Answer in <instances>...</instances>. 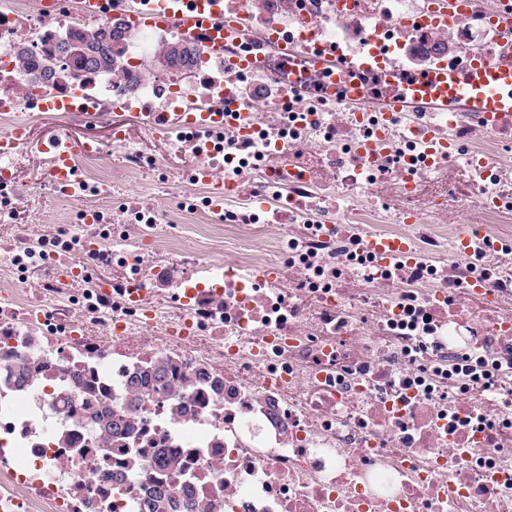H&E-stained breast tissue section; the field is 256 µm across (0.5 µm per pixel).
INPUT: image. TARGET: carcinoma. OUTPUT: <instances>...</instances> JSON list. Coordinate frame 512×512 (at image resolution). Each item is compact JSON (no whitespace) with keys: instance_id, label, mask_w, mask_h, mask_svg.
I'll return each instance as SVG.
<instances>
[{"instance_id":"carcinoma-1","label":"carcinoma","mask_w":512,"mask_h":512,"mask_svg":"<svg viewBox=\"0 0 512 512\" xmlns=\"http://www.w3.org/2000/svg\"><path fill=\"white\" fill-rule=\"evenodd\" d=\"M127 29H117L111 38H106L103 26L85 25L81 29L58 38L47 49L36 51L29 42L18 40L16 45H25V49L14 50L12 61L15 69L25 73V78L17 84L35 86L45 83L57 84V70L67 72V76L87 75L117 77V91L127 95V91L138 92L145 80V64L135 67L126 58ZM181 38L172 37L155 46L148 53L150 62H165L168 69L176 72L182 67H199L202 65L201 50H196L191 58H185L176 64L173 62L180 46ZM79 46L86 54L72 53L73 46ZM42 364L24 358L10 369L12 381L23 389L37 380ZM195 375L183 371L173 360L159 357L147 364L131 378L126 395V407L116 409L112 402L103 400L91 416L95 434L105 449L117 443H129V435L134 430L135 420L139 416L142 401L160 398L167 401L182 399V390L193 383ZM185 488L171 487L161 483L155 484L149 491L136 512H181L183 500L187 497Z\"/></svg>"}]
</instances>
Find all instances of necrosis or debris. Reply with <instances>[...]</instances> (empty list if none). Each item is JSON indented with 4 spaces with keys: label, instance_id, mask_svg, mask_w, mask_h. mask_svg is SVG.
<instances>
[{
    "label": "necrosis or debris",
    "instance_id": "necrosis-or-debris-1",
    "mask_svg": "<svg viewBox=\"0 0 512 512\" xmlns=\"http://www.w3.org/2000/svg\"><path fill=\"white\" fill-rule=\"evenodd\" d=\"M253 5L246 30L259 37L276 24L341 59L361 45L448 39L458 62L495 51L502 8L470 0L442 27L426 22L427 0H355L347 13L336 0ZM24 13L23 0H0V73H13L19 36L42 49L90 22L80 0L29 29ZM248 80L201 77L193 108L235 109L219 130L223 151L198 138L193 152L225 183L272 200V215L228 212L194 231L203 249L232 235L266 240L264 252L220 269L199 260L195 279L181 278L179 240L147 259L158 215L138 202L118 222L100 203L95 222L30 224L0 240V512H135L159 478L214 512H512V182L481 172L490 159L512 165L498 153L512 118L493 128L450 112L360 114L340 81L334 94L301 97L287 120L241 105ZM46 97L72 98L77 122L156 109L152 90L133 100L95 79L0 94V123L13 130ZM433 135L452 143L446 162L428 153ZM367 141L375 150L360 154ZM460 158L471 178L448 186ZM71 168L62 201L103 196L109 175L94 147ZM450 195L481 227L475 255L455 248ZM376 236L410 238L416 260L381 261L365 245ZM21 353L45 364L22 392L6 374ZM157 356L207 378L182 410L143 402L140 448L101 451L87 417L94 399L78 404L85 419L67 422V377H95L121 407L124 379ZM63 428L72 447L58 444ZM166 453L179 469L155 467Z\"/></svg>",
    "mask_w": 512,
    "mask_h": 512
}]
</instances>
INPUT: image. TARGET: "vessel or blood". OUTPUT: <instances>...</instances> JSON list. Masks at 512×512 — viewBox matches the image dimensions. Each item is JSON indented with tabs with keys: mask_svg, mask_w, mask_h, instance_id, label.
<instances>
[{
	"mask_svg": "<svg viewBox=\"0 0 512 512\" xmlns=\"http://www.w3.org/2000/svg\"><path fill=\"white\" fill-rule=\"evenodd\" d=\"M468 0H429V14L445 20L466 11ZM245 12L239 0H182L179 11H172L168 0H152L148 12L132 15L134 23L164 26L183 37L195 40L207 57L222 64L227 74L254 72L262 61L278 58L292 62L298 70L313 69L335 75H359L348 95L353 108L368 107L380 101L385 112H455L466 115L481 113L488 125H496L512 115V45L502 46L491 57L476 56L463 65L449 64L436 58L427 68L414 71L392 64L388 57L373 52L339 62L329 55L306 59L300 47L283 33L269 35L267 48L252 47L239 51L244 38L242 21ZM225 109L214 106L200 112H159L154 128L172 125L212 129L223 125ZM76 141L53 140L45 147L57 179L71 177L70 158L81 150ZM371 250L384 261L410 253L408 243L395 238H374Z\"/></svg>",
	"mask_w": 512,
	"mask_h": 512,
	"instance_id": "b4317fda",
	"label": "vessel or blood"
}]
</instances>
